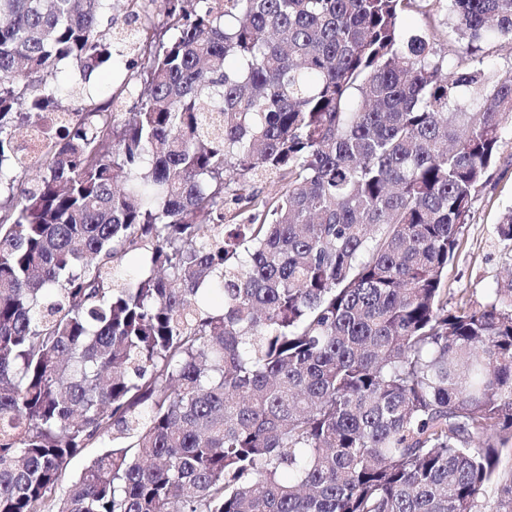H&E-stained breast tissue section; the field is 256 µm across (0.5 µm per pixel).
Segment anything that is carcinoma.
Listing matches in <instances>:
<instances>
[{
	"label": "carcinoma",
	"instance_id": "carcinoma-1",
	"mask_svg": "<svg viewBox=\"0 0 512 512\" xmlns=\"http://www.w3.org/2000/svg\"><path fill=\"white\" fill-rule=\"evenodd\" d=\"M109 2L0 0V512H499L512 278L450 307L448 266L512 0H448L454 64L403 27L442 0ZM113 42L131 116L59 121ZM112 438H104L98 442L82 448L73 455L67 465L66 481L78 476L89 462L105 447H108Z\"/></svg>",
	"mask_w": 512,
	"mask_h": 512
}]
</instances>
